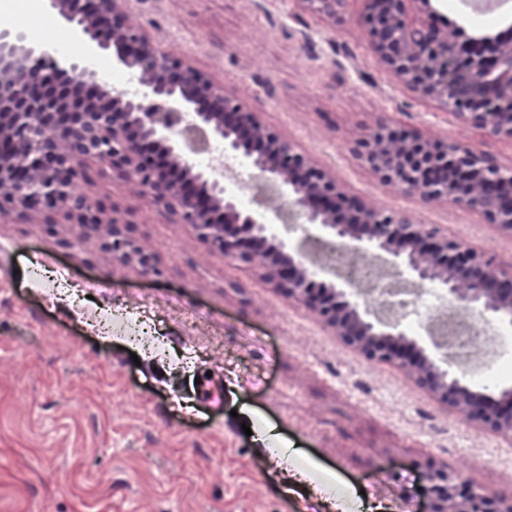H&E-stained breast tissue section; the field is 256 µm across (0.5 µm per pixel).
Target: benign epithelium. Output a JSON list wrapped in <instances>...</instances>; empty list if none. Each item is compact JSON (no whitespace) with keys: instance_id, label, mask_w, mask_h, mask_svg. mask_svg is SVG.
Instances as JSON below:
<instances>
[{"instance_id":"benign-epithelium-1","label":"benign epithelium","mask_w":512,"mask_h":512,"mask_svg":"<svg viewBox=\"0 0 512 512\" xmlns=\"http://www.w3.org/2000/svg\"><path fill=\"white\" fill-rule=\"evenodd\" d=\"M134 0H47L94 51L138 77L130 92L93 81L88 66L0 31V215L78 224L87 240L143 275L160 273L134 235L129 215L76 190L90 162L135 180L174 223L187 224L210 249L260 272L281 295L314 312L365 358L406 369L440 403L512 440V383L498 396L478 390L458 366L447 323L410 336L398 310L367 304V293L322 258L336 245L382 257L404 289H439L476 311L489 329L512 325V262L417 224L403 211L373 206L346 190L327 167L262 123L204 71L163 51L130 21ZM302 11L341 17L345 0H294ZM431 0H363L369 48L416 98L448 110L481 136L512 141V36L464 37L433 20ZM221 148L206 167L191 153ZM353 154L379 181L424 207L449 203L512 237V165L469 144L431 139L382 120L354 142ZM254 173L249 208L224 190V162ZM301 225L300 235L268 233ZM431 512H512V499L449 472L427 476Z\"/></svg>"}]
</instances>
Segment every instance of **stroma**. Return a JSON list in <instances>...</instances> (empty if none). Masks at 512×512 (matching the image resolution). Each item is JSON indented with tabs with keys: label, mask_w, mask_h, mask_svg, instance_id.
Returning a JSON list of instances; mask_svg holds the SVG:
<instances>
[{
	"label": "stroma",
	"mask_w": 512,
	"mask_h": 512,
	"mask_svg": "<svg viewBox=\"0 0 512 512\" xmlns=\"http://www.w3.org/2000/svg\"><path fill=\"white\" fill-rule=\"evenodd\" d=\"M362 10L347 0L334 23L292 0H135L132 19L348 190L512 258V237L453 206H421L353 155L360 133L391 120L512 165V141L460 126L385 71ZM13 23L111 80V56L90 55L45 0H25ZM77 188L132 213L163 274L113 260L79 225L51 231L35 216H0V512H336L340 502L347 512H423L434 465L512 498V441L443 406L405 370L346 347L133 181L94 164ZM36 257L65 267L101 305L147 311L169 358L133 360V347L30 288ZM267 428L308 482L276 464Z\"/></svg>",
	"instance_id": "obj_1"
}]
</instances>
